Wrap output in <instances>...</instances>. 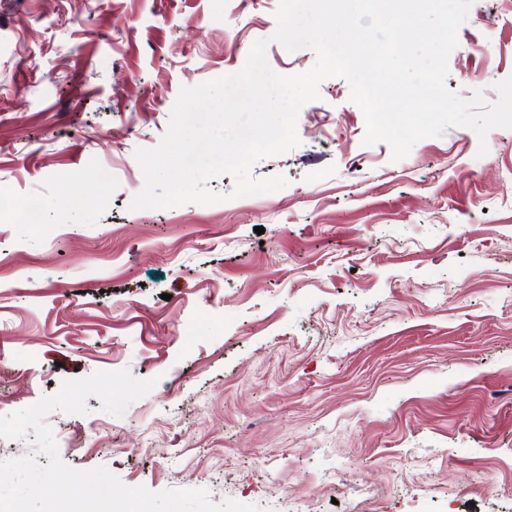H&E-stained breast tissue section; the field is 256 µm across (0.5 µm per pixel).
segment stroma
I'll return each instance as SVG.
<instances>
[{"label": "stroma", "instance_id": "1", "mask_svg": "<svg viewBox=\"0 0 512 512\" xmlns=\"http://www.w3.org/2000/svg\"><path fill=\"white\" fill-rule=\"evenodd\" d=\"M279 0H0V416L129 369L122 416L50 413L62 460L263 512H512V130L393 161L341 77L300 111L285 188L135 209L180 91L273 42ZM446 86L497 100L512 0H474ZM264 234H256V227ZM371 490L362 502L358 488ZM41 201L37 196L19 197L0 193V213L22 210L30 224H40Z\"/></svg>", "mask_w": 512, "mask_h": 512}]
</instances>
